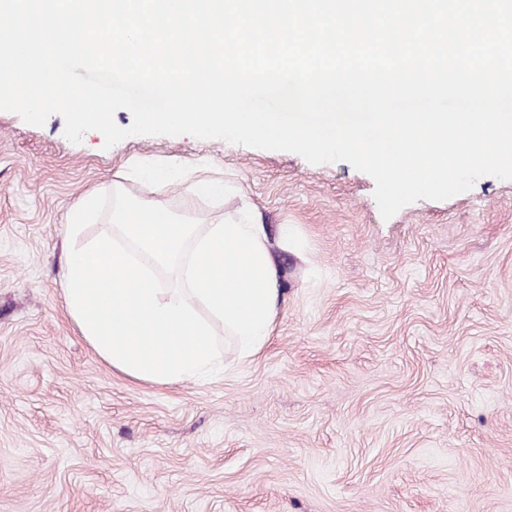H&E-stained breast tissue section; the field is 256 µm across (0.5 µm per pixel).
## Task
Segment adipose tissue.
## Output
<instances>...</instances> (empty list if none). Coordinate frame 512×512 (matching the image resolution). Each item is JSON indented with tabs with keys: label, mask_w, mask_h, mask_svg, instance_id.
Listing matches in <instances>:
<instances>
[{
	"label": "adipose tissue",
	"mask_w": 512,
	"mask_h": 512,
	"mask_svg": "<svg viewBox=\"0 0 512 512\" xmlns=\"http://www.w3.org/2000/svg\"><path fill=\"white\" fill-rule=\"evenodd\" d=\"M107 230L98 194L68 215L72 242L62 295L69 317L113 370L156 384L203 381L224 365L225 334L243 362L263 349L283 301L282 268L259 213L248 208L223 223H197L191 208L165 199H130L112 185Z\"/></svg>",
	"instance_id": "obj_1"
}]
</instances>
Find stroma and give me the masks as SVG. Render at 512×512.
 Returning <instances> with one entry per match:
<instances>
[{
  "instance_id": "1",
  "label": "stroma",
  "mask_w": 512,
  "mask_h": 512,
  "mask_svg": "<svg viewBox=\"0 0 512 512\" xmlns=\"http://www.w3.org/2000/svg\"><path fill=\"white\" fill-rule=\"evenodd\" d=\"M136 161L230 181L203 223L254 207L284 303L252 359L202 383L112 370L68 316L66 215ZM350 164L220 139L81 143L0 111V512H512V180L383 220ZM292 234L280 243L278 231Z\"/></svg>"
}]
</instances>
